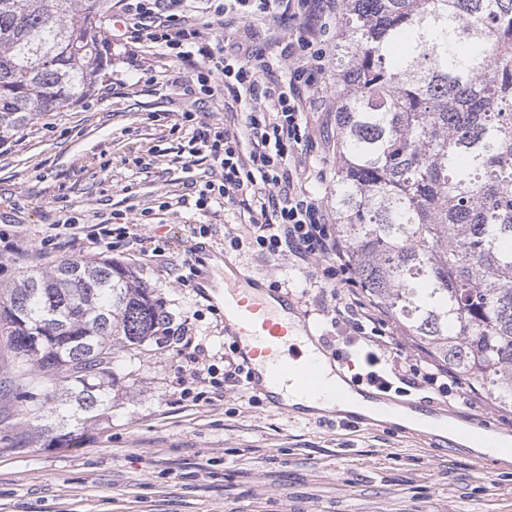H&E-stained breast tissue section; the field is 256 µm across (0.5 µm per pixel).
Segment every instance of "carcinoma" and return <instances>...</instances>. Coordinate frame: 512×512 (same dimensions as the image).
<instances>
[{
  "label": "carcinoma",
  "mask_w": 512,
  "mask_h": 512,
  "mask_svg": "<svg viewBox=\"0 0 512 512\" xmlns=\"http://www.w3.org/2000/svg\"><path fill=\"white\" fill-rule=\"evenodd\" d=\"M112 0H0V142L107 63ZM336 229L367 295L512 409V0H343ZM164 318L132 271L64 262L0 290L19 376L58 419L112 408V354Z\"/></svg>",
  "instance_id": "obj_1"
}]
</instances>
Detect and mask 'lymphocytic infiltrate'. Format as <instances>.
Here are the masks:
<instances>
[{
    "label": "lymphocytic infiltrate",
    "mask_w": 512,
    "mask_h": 512,
    "mask_svg": "<svg viewBox=\"0 0 512 512\" xmlns=\"http://www.w3.org/2000/svg\"><path fill=\"white\" fill-rule=\"evenodd\" d=\"M187 0H123L125 38L159 45L182 65L192 67L191 93L228 95L239 104L241 125L196 121L192 140L219 180L206 182L195 201L210 200L242 209L248 238L265 258L295 257L316 263L322 288L331 289L337 320L349 328L347 343L364 349L368 384L388 392L396 385L448 396L457 377L452 369L425 356L403 352L375 305L358 296L346 245L321 198L307 189L290 160L310 140L304 114L307 90L324 72L325 32L338 9L337 0H208L204 10ZM263 21L265 44L216 39V30ZM294 39L283 40V25ZM289 59L278 76L279 59Z\"/></svg>",
    "instance_id": "obj_1"
}]
</instances>
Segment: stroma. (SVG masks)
I'll return each instance as SVG.
<instances>
[{"instance_id":"obj_1","label":"stroma","mask_w":512,"mask_h":512,"mask_svg":"<svg viewBox=\"0 0 512 512\" xmlns=\"http://www.w3.org/2000/svg\"><path fill=\"white\" fill-rule=\"evenodd\" d=\"M324 75L306 112L313 146L296 158L307 188L334 210L336 31L328 29ZM112 65L79 102L42 113L0 143V289L24 273L69 259H110L131 269L190 344L146 342L115 353L111 409L75 426V445L37 434L34 401L16 386L13 355L0 338V512H512V461L449 448L437 437L328 413L297 416L255 398L246 383L204 385L182 397L196 347L223 368L232 341L211 292L232 267L262 286L279 282L327 359L361 372L358 347L321 300L314 266L267 261L231 246L246 226L238 208L198 190L209 161L188 162L192 127L182 113L223 122V98L194 101L169 77L179 64L153 44L111 41ZM187 206L160 210L168 197ZM159 255L123 238L73 241L70 225H92L142 209ZM205 224L207 237L194 232ZM20 241V252L6 243ZM198 274L182 282L186 255ZM439 409L512 432V410L475 397L468 383Z\"/></svg>"}]
</instances>
